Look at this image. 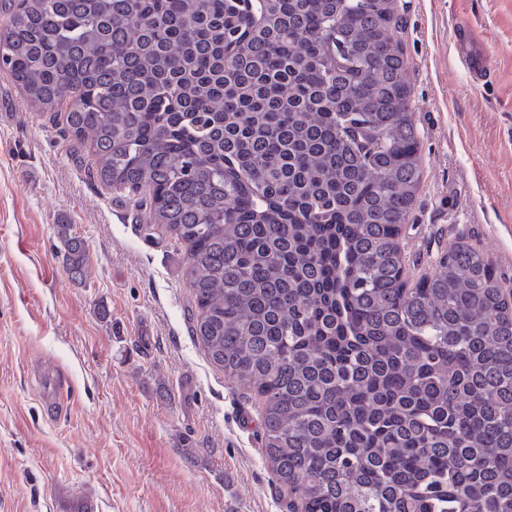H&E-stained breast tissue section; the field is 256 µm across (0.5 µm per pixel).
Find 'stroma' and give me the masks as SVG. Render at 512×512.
<instances>
[{
	"instance_id": "1",
	"label": "stroma",
	"mask_w": 512,
	"mask_h": 512,
	"mask_svg": "<svg viewBox=\"0 0 512 512\" xmlns=\"http://www.w3.org/2000/svg\"><path fill=\"white\" fill-rule=\"evenodd\" d=\"M422 181L400 241L409 279L464 243L512 290V0H397ZM494 71L471 83L454 31ZM0 77V512H289L261 404L192 337L186 247L91 170ZM87 247L66 270L59 225ZM59 376L47 419L39 375Z\"/></svg>"
}]
</instances>
